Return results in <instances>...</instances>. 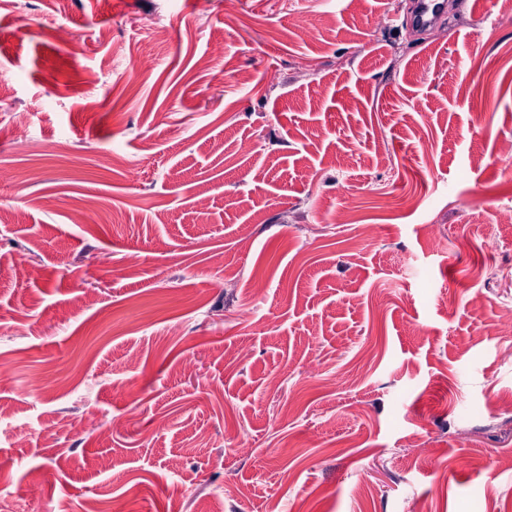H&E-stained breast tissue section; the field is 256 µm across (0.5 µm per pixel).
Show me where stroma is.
<instances>
[{
  "instance_id": "obj_1",
  "label": "stroma",
  "mask_w": 512,
  "mask_h": 512,
  "mask_svg": "<svg viewBox=\"0 0 512 512\" xmlns=\"http://www.w3.org/2000/svg\"><path fill=\"white\" fill-rule=\"evenodd\" d=\"M410 6L0 0V512H512V0ZM446 1L418 0L415 4L413 22L420 29L435 25L445 14Z\"/></svg>"
}]
</instances>
